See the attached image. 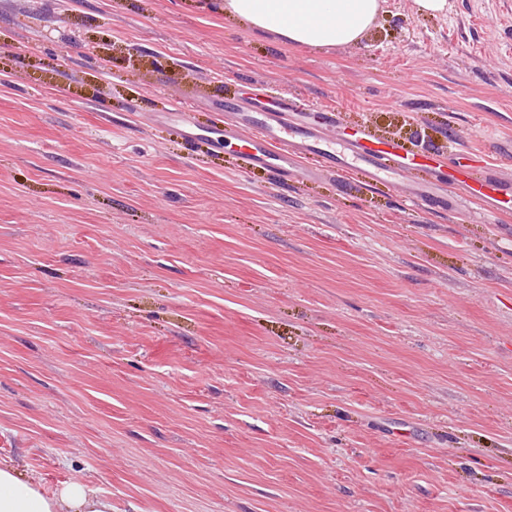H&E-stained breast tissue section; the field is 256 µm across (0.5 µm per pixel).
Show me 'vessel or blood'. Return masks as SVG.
I'll list each match as a JSON object with an SVG mask.
<instances>
[{
    "mask_svg": "<svg viewBox=\"0 0 512 512\" xmlns=\"http://www.w3.org/2000/svg\"><path fill=\"white\" fill-rule=\"evenodd\" d=\"M224 135L238 138L245 165L272 169L284 179H309L319 170L345 173L356 167L377 182L415 170L422 179L406 185V192L420 198L429 209L448 206V198L438 186L440 153L407 150L399 142L376 136L364 125L348 127L335 110L323 112L319 124L308 126L299 122L292 102L284 98L276 110L254 122L251 136L238 137L232 128ZM457 190L461 199L479 201L491 215L512 212V181L495 170L461 172Z\"/></svg>",
    "mask_w": 512,
    "mask_h": 512,
    "instance_id": "1",
    "label": "vessel or blood"
}]
</instances>
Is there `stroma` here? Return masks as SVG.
Returning a JSON list of instances; mask_svg holds the SVG:
<instances>
[{
    "label": "stroma",
    "instance_id": "obj_1",
    "mask_svg": "<svg viewBox=\"0 0 512 512\" xmlns=\"http://www.w3.org/2000/svg\"><path fill=\"white\" fill-rule=\"evenodd\" d=\"M280 95L512 180V0L331 49L0 0V461L112 512H512V214L181 135Z\"/></svg>",
    "mask_w": 512,
    "mask_h": 512
}]
</instances>
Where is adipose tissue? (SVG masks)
I'll return each instance as SVG.
<instances>
[{
	"label": "adipose tissue",
	"instance_id": "adipose-tissue-1",
	"mask_svg": "<svg viewBox=\"0 0 512 512\" xmlns=\"http://www.w3.org/2000/svg\"><path fill=\"white\" fill-rule=\"evenodd\" d=\"M224 15L283 43L330 48L358 42L376 21L381 0H223ZM0 512H112L109 499L74 480L48 492L0 463Z\"/></svg>",
	"mask_w": 512,
	"mask_h": 512
}]
</instances>
